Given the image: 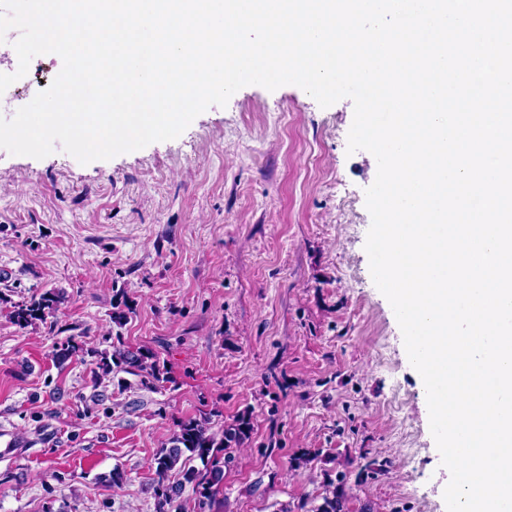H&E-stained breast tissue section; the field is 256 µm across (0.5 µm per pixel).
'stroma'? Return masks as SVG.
Returning <instances> with one entry per match:
<instances>
[{"label": "stroma", "instance_id": "stroma-1", "mask_svg": "<svg viewBox=\"0 0 512 512\" xmlns=\"http://www.w3.org/2000/svg\"><path fill=\"white\" fill-rule=\"evenodd\" d=\"M353 115L248 85L109 160L0 148V512H155L153 458L179 421L245 410L215 512H306L341 473L347 512H447L421 377L365 251L377 162L348 153ZM52 288L54 317L11 323ZM116 288L122 340L157 353L164 387L97 377ZM71 337L85 353L57 364ZM65 299L64 291L49 289L39 295L32 296L29 300L11 303L10 321L20 329L37 322H45L59 311Z\"/></svg>", "mask_w": 512, "mask_h": 512}]
</instances>
